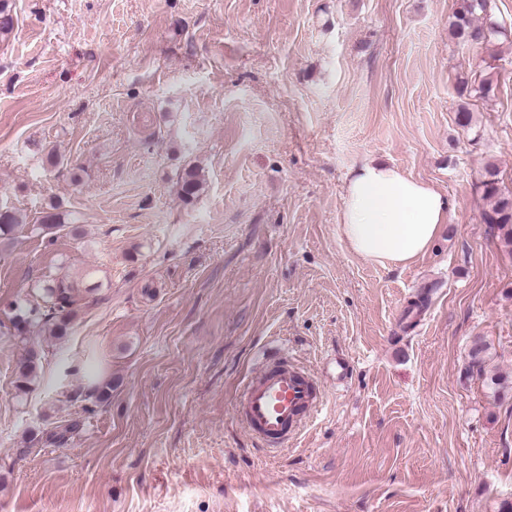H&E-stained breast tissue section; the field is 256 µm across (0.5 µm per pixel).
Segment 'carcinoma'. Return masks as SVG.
<instances>
[{
	"instance_id": "1",
	"label": "carcinoma",
	"mask_w": 512,
	"mask_h": 512,
	"mask_svg": "<svg viewBox=\"0 0 512 512\" xmlns=\"http://www.w3.org/2000/svg\"><path fill=\"white\" fill-rule=\"evenodd\" d=\"M491 0H458V7L451 23L452 34L463 44L488 46L502 31L491 25ZM483 97L494 95L493 82L489 78L481 80L473 87L468 80L462 79L456 85V94L461 99L471 97L472 93ZM203 175L196 167H190L179 177V190L182 197L191 200L200 190ZM483 197L490 201V209L484 211L483 220L487 224L505 227L512 224V197L503 194L496 179V168L488 167L487 177L482 182ZM20 216L9 209H0V238L11 236L20 227ZM38 230L46 235H54L66 230L78 238L81 232L65 222L59 213L46 212L40 219ZM93 271L85 270L83 278L76 279L67 274L48 277L32 288V299L14 305V321L19 336L26 340L34 334L48 332L54 336H63L68 325L76 315V308L83 294V283L91 278ZM487 343L480 337L473 340L469 350L470 367L481 372L484 370ZM39 352L31 348L15 368L16 388L25 394L39 377Z\"/></svg>"
}]
</instances>
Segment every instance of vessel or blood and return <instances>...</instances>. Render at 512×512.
Listing matches in <instances>:
<instances>
[{"label": "vessel or blood", "instance_id": "b4317fda", "mask_svg": "<svg viewBox=\"0 0 512 512\" xmlns=\"http://www.w3.org/2000/svg\"><path fill=\"white\" fill-rule=\"evenodd\" d=\"M315 375L288 364L265 360L238 399L247 431L276 453L322 409Z\"/></svg>", "mask_w": 512, "mask_h": 512}]
</instances>
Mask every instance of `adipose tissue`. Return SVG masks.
I'll return each mask as SVG.
<instances>
[{
	"label": "adipose tissue",
	"instance_id": "ef3b65f1",
	"mask_svg": "<svg viewBox=\"0 0 512 512\" xmlns=\"http://www.w3.org/2000/svg\"><path fill=\"white\" fill-rule=\"evenodd\" d=\"M447 218L448 203L434 186L367 162L345 186L339 227L362 259L399 266L426 253Z\"/></svg>",
	"mask_w": 512,
	"mask_h": 512
}]
</instances>
